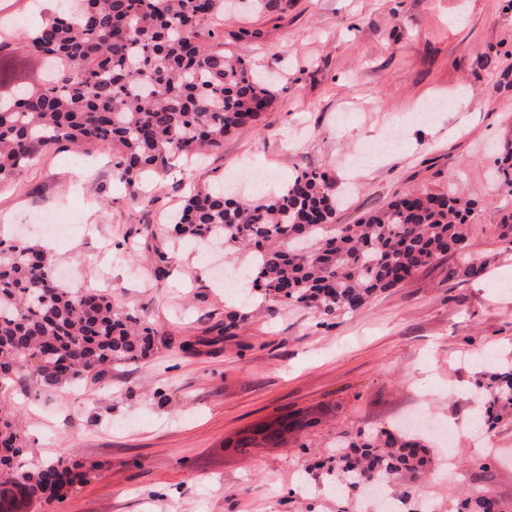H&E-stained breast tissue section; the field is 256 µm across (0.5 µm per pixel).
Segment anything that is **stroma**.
Masks as SVG:
<instances>
[{"instance_id": "obj_1", "label": "stroma", "mask_w": 512, "mask_h": 512, "mask_svg": "<svg viewBox=\"0 0 512 512\" xmlns=\"http://www.w3.org/2000/svg\"><path fill=\"white\" fill-rule=\"evenodd\" d=\"M243 29L260 30L244 42ZM219 39L270 75L279 94L259 124L224 138L190 167L193 181L152 175L144 198L120 182L111 157L92 145L52 146L19 184L0 191L9 236L51 246L64 287L101 288L113 305L153 324L162 342L149 358L113 366L96 384L59 392L0 387L34 454L67 453L99 475L51 505L23 512H340L324 484L304 473L347 433L431 417L450 442L456 484L432 477L422 499L438 512L470 480L512 499V422L477 441L470 431L478 349L512 352V188L491 184L494 152L512 147V0H290L286 12L255 15L231 0ZM425 124L429 100L456 101ZM345 114L350 129L336 125ZM316 170L347 194L329 233L385 207L407 190H453L474 204L470 255L483 277L453 284L459 257L422 268L358 312L321 325L307 310L255 299L249 323L219 332L240 310V289L215 272L240 254L211 245L196 252L148 228L179 208L190 186L273 196L293 176ZM55 218L67 232L34 233ZM171 275L152 276L156 250ZM301 411L312 425L280 448L242 455L225 438ZM480 461L484 470L472 469Z\"/></svg>"}]
</instances>
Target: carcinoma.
Instances as JSON below:
<instances>
[{
	"label": "carcinoma",
	"mask_w": 512,
	"mask_h": 512,
	"mask_svg": "<svg viewBox=\"0 0 512 512\" xmlns=\"http://www.w3.org/2000/svg\"><path fill=\"white\" fill-rule=\"evenodd\" d=\"M63 5L16 40H0V187L19 182L42 152L61 141L93 144L112 154L119 179L140 188L143 176L188 174L184 159L224 146V136L257 124L277 91L245 54L224 51L213 24L224 0H62ZM261 13H283L288 0H252ZM43 60L41 80L13 76L12 59ZM495 179L512 186V150L497 158ZM231 191L198 190L175 217L173 232L191 245L221 240L247 253L252 290L269 302L311 311L322 324L364 309L378 293L399 287L448 254L464 262L454 277H480L466 259L469 202L446 191H408L330 236L341 199L323 172L293 177L280 194L242 203ZM158 331L117 310L98 288H64L41 248L0 239V381L40 389L98 381L105 368L149 357ZM492 381L475 385L474 401L491 431L512 417V361L495 363ZM307 416L259 425L235 448L278 447ZM426 444L403 425L338 442V451L305 472L342 488L344 501L385 489L412 508L427 473ZM16 416L0 403V512L19 499L50 503L55 488L85 483L97 466L72 473L62 453L26 463ZM448 512H512L481 486L461 494Z\"/></svg>",
	"instance_id": "carcinoma-1"
}]
</instances>
